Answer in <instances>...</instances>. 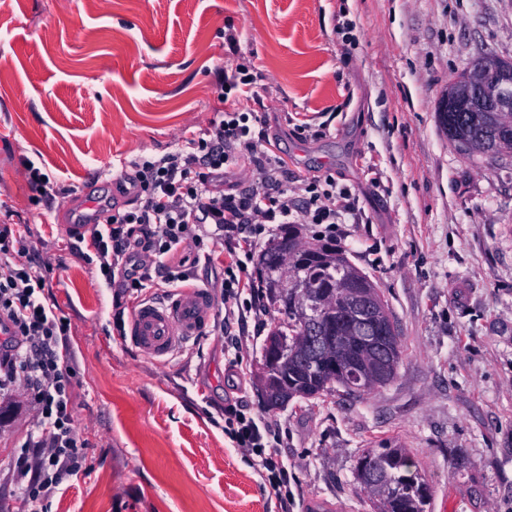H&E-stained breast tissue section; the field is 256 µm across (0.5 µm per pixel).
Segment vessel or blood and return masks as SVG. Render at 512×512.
Segmentation results:
<instances>
[{"label":"vessel or blood","instance_id":"obj_1","mask_svg":"<svg viewBox=\"0 0 512 512\" xmlns=\"http://www.w3.org/2000/svg\"><path fill=\"white\" fill-rule=\"evenodd\" d=\"M214 313L207 289L186 287L165 301H144L134 309L129 340L144 355L161 360L206 333Z\"/></svg>","mask_w":512,"mask_h":512}]
</instances>
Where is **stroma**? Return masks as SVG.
Returning a JSON list of instances; mask_svg holds the SVG:
<instances>
[{"label": "stroma", "mask_w": 512, "mask_h": 512, "mask_svg": "<svg viewBox=\"0 0 512 512\" xmlns=\"http://www.w3.org/2000/svg\"><path fill=\"white\" fill-rule=\"evenodd\" d=\"M487 53L512 61V0H0V224L25 225L69 325L90 469L49 512H281L224 436L228 401L278 431L294 512H370L352 470L386 441L412 452L432 512H512V158L470 161L435 117ZM239 63L256 91L221 99L217 73ZM227 107L267 130L297 205L315 176L357 195L335 243L398 324L390 385L266 408L267 306L240 328L239 363L213 326L163 361L122 336L69 225L87 197L126 205L122 162L173 151ZM25 157L49 174L51 205H34ZM32 423L22 402L0 423V512L20 508L13 461Z\"/></svg>", "instance_id": "35a3bbf8"}]
</instances>
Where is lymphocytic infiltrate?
Here are the masks:
<instances>
[{
  "label": "lymphocytic infiltrate",
  "mask_w": 512,
  "mask_h": 512,
  "mask_svg": "<svg viewBox=\"0 0 512 512\" xmlns=\"http://www.w3.org/2000/svg\"><path fill=\"white\" fill-rule=\"evenodd\" d=\"M255 123L249 113L227 109L202 133L183 138L173 152L129 161L133 205L100 207L104 221L95 226L87 246L88 261L112 289L116 310L148 285L191 286L193 276L169 267L166 256L187 244L220 241L225 256L220 330L227 349H240L233 328L259 309L244 295L251 286L248 266L264 239H275L289 224L322 225V238L330 239L337 225L354 214L352 193L330 175L309 182V202L297 207L281 185L280 165L267 151L269 136ZM246 166L260 173L259 186L225 190L227 169ZM33 253L18 225H0V401L21 395L34 412L13 474L22 507L41 512L64 478L88 474L89 467L74 427L69 325L48 303ZM224 435L248 454L282 512H293L288 467L273 448L272 423L228 403Z\"/></svg>",
  "instance_id": "lymphocytic-infiltrate-1"
}]
</instances>
